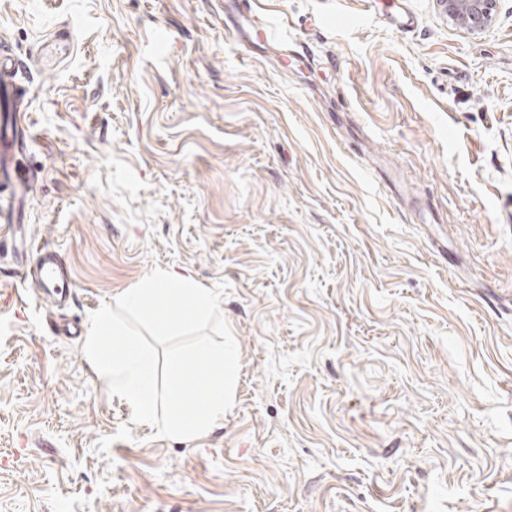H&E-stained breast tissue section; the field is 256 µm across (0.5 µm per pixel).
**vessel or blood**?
<instances>
[{"mask_svg": "<svg viewBox=\"0 0 512 512\" xmlns=\"http://www.w3.org/2000/svg\"><path fill=\"white\" fill-rule=\"evenodd\" d=\"M404 0H386L385 14L389 23L398 29L412 26L413 19L403 6ZM17 73L11 63L0 60V100L8 99L9 108L0 110V173L7 180L16 182L18 187H25L27 179L18 177L11 163L10 153L14 149L15 140L22 132L24 101L16 94ZM40 267L36 274V282L56 298H63L70 288L69 271L62 264L58 250L50 244L40 248Z\"/></svg>", "mask_w": 512, "mask_h": 512, "instance_id": "1", "label": "vessel or blood"}]
</instances>
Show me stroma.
Listing matches in <instances>:
<instances>
[{
	"instance_id": "1",
	"label": "stroma",
	"mask_w": 512,
	"mask_h": 512,
	"mask_svg": "<svg viewBox=\"0 0 512 512\" xmlns=\"http://www.w3.org/2000/svg\"><path fill=\"white\" fill-rule=\"evenodd\" d=\"M407 6L0 0L34 179L0 228V512H512V0L479 34ZM42 243L67 305L23 278ZM156 267L229 286L234 406L196 439L82 350ZM405 2V0L382 2L385 8L383 14L387 16L388 22L396 29L405 30L413 26L412 16L403 7Z\"/></svg>"
}]
</instances>
